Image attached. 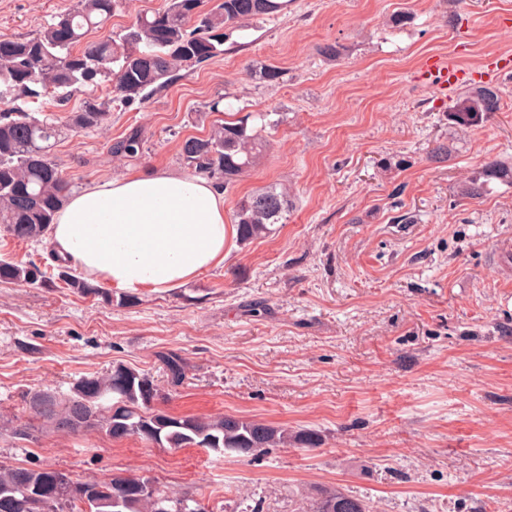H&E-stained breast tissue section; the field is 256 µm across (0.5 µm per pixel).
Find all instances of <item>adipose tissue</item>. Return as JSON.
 <instances>
[{"mask_svg":"<svg viewBox=\"0 0 512 512\" xmlns=\"http://www.w3.org/2000/svg\"><path fill=\"white\" fill-rule=\"evenodd\" d=\"M235 225L210 180L165 169L91 182L49 230L55 253L106 285L166 291L223 263Z\"/></svg>","mask_w":512,"mask_h":512,"instance_id":"ef3b65f1","label":"adipose tissue"}]
</instances>
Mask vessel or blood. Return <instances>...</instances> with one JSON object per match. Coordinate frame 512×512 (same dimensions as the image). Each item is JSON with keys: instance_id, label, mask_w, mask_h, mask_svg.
Wrapping results in <instances>:
<instances>
[{"instance_id": "obj_1", "label": "vessel or blood", "mask_w": 512, "mask_h": 512, "mask_svg": "<svg viewBox=\"0 0 512 512\" xmlns=\"http://www.w3.org/2000/svg\"><path fill=\"white\" fill-rule=\"evenodd\" d=\"M512 72V55L500 53L489 56L480 69L469 70L448 62L442 56L430 57L419 74V80L439 95L449 90L484 82L485 79Z\"/></svg>"}]
</instances>
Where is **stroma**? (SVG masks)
<instances>
[{
	"label": "stroma",
	"mask_w": 512,
	"mask_h": 512,
	"mask_svg": "<svg viewBox=\"0 0 512 512\" xmlns=\"http://www.w3.org/2000/svg\"><path fill=\"white\" fill-rule=\"evenodd\" d=\"M72 5L0 0V36L36 34ZM494 52L512 53V0H290L105 127L63 135L54 157L77 191L183 171L182 141L221 113L272 112L270 146L224 210L272 184L294 205L271 234L228 242L222 265L132 305L118 288L107 302L0 282V420L34 429L0 435V465L147 478L209 512H302L336 487L371 512H512V186L464 192L485 161L512 167V76L492 80L501 108L472 127L417 79L429 56L473 68ZM267 66L279 82L261 79ZM133 130L141 157L113 159ZM4 257L57 266L47 242L0 231ZM168 352L187 363L168 413L312 429L321 445L227 457L52 432L28 410L35 392L64 397L118 364L162 378Z\"/></svg>",
	"instance_id": "obj_1"
}]
</instances>
